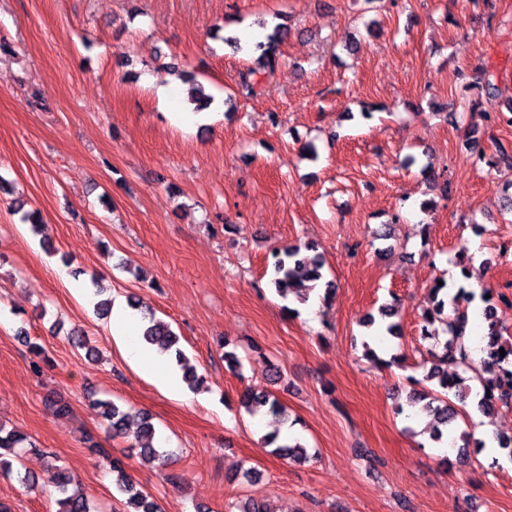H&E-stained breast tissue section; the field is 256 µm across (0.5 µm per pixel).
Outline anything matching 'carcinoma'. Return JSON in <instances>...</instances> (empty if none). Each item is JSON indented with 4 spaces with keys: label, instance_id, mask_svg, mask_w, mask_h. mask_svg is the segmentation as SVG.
<instances>
[{
    "label": "carcinoma",
    "instance_id": "1",
    "mask_svg": "<svg viewBox=\"0 0 512 512\" xmlns=\"http://www.w3.org/2000/svg\"><path fill=\"white\" fill-rule=\"evenodd\" d=\"M291 30L283 24L272 27L265 40L253 45L242 42L237 37L232 40L233 46L242 51L253 50L258 53L257 66L251 67L241 76V84L247 88L252 87L251 78L256 75L270 76L279 65V46L288 39ZM470 89L476 91L477 98L472 100V108L484 113L485 121L494 122L500 118L495 107L497 88L492 80V73L484 68H475ZM270 283L277 294L287 298L293 294L298 301L307 302L310 292L319 286L325 287V293L334 291V283L324 280V263L313 244L303 247L293 245L283 249H276L271 253ZM491 293L488 288L480 292L467 289L461 285L454 294L445 291V286L434 285L431 288L432 306L423 313L426 326L423 327V336L432 340L430 355L432 366L426 376L428 381H437L439 390L415 392L412 401L421 405V409L430 413L435 421L431 432L432 440L442 441L444 431L448 430L459 417H466L469 411L491 415L502 407L512 404V342L501 341L502 335L498 330L497 308L493 298L487 297ZM483 304V313L489 323V350L487 355L476 360L470 348L468 334L469 305L474 301ZM379 316L369 315L364 325L371 327L376 318L390 320L385 330L392 336L398 334L399 325L391 318L398 315L395 304H383L378 309ZM142 341L148 345L156 346L162 351L175 349V360L181 368L185 380L192 387L204 384L190 364L185 354L177 348L179 337L170 325L153 316L148 317V325L140 334ZM505 354H500V350ZM242 404L247 412L254 413L262 408L275 417H285V410L269 390L248 388L244 391ZM471 410H466V407ZM97 415L106 420L110 426L113 437L128 435V416L120 407L110 400H97L91 404ZM155 427L151 417L144 416L141 427L135 432V447L140 449L145 458L165 462V452L154 445ZM26 438L13 430H5L0 425V450L12 451ZM266 445L272 447V454L289 461L305 462L313 458L304 444L299 441L289 443L277 441L276 433L271 432L265 436ZM100 457L106 459L117 473V491L125 496L126 509L124 512H161L158 504L150 495L136 488L133 481L125 472L122 459L112 457L104 448L92 446ZM48 482L58 493V512H96L90 505L87 496L77 487L74 476L65 468L49 462L46 466Z\"/></svg>",
    "mask_w": 512,
    "mask_h": 512
}]
</instances>
